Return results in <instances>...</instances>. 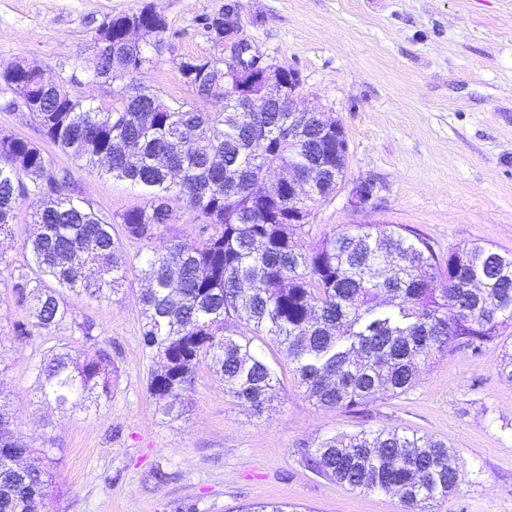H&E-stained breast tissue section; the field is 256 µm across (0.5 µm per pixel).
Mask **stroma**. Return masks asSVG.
<instances>
[{
  "label": "stroma",
  "instance_id": "obj_1",
  "mask_svg": "<svg viewBox=\"0 0 512 512\" xmlns=\"http://www.w3.org/2000/svg\"><path fill=\"white\" fill-rule=\"evenodd\" d=\"M225 0H0V67L24 59L70 94L100 107L94 35L108 15L150 5L166 18L168 47L145 82L165 100L192 93L176 57L211 58L204 21ZM243 34L270 63L299 71V100L339 123L348 142L345 180L312 209L307 242L365 224H388L437 251L481 244L512 253V0H239ZM0 130L40 145L68 168L81 197L119 215L142 193L97 174L42 138L37 121L0 109ZM372 187L364 207L351 191ZM143 283L130 277L109 301L63 292L76 314L112 343L119 371L110 399L78 409L45 404L35 366L49 346L80 347L69 326L20 340L25 313L0 275V387L14 426L52 451L48 512H237L247 502L298 512H400L396 495L360 492L315 474L299 449L341 433L398 428L448 442L465 462L459 488L430 512H512V325L481 352L460 348L422 366L415 387L363 411L320 409L297 387L279 347L262 353L281 385L262 415L225 393L201 364L179 420H161L147 389L151 361L139 334Z\"/></svg>",
  "mask_w": 512,
  "mask_h": 512
}]
</instances>
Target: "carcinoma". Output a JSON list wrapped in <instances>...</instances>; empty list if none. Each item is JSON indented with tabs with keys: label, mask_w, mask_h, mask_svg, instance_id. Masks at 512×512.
<instances>
[{
	"label": "carcinoma",
	"mask_w": 512,
	"mask_h": 512,
	"mask_svg": "<svg viewBox=\"0 0 512 512\" xmlns=\"http://www.w3.org/2000/svg\"><path fill=\"white\" fill-rule=\"evenodd\" d=\"M164 17L139 11L111 17L103 74L121 82L112 106L72 97L67 86H41L21 60L0 87L33 101L43 136L77 161L139 188L142 207L109 217L82 201L69 170L54 167L36 144L0 132V236L31 201L37 232L22 244L23 263L0 255L14 301L26 318L12 335L49 336L67 323L81 347L35 366L45 400L65 406L112 394V344L97 324L62 302L61 291L111 300L129 273L147 283L139 295L140 343L157 364L149 380L156 412L184 411L197 367L209 362L224 391L261 415L280 385L255 340L284 349L292 374L318 408L356 410L382 392L414 387L420 364L457 347L475 352L512 324V253L479 244L444 257L427 239L390 225L358 226L306 244L290 230L296 210L286 188L265 178L271 167L316 171L317 195L336 192L348 143L312 113L288 136V113L254 112L243 129L230 94L218 112L209 95L220 60L182 57L174 65L194 95L170 103L143 80L153 57L131 50L127 21ZM197 212L192 240L152 242L174 222L173 204ZM139 249L126 253L116 226ZM0 388V512H47L50 449L34 451L14 428ZM298 452L308 468L353 489L395 493L400 512H429L455 490L459 451L426 434L396 428L323 438Z\"/></svg>",
	"instance_id": "cac0c4a2"
}]
</instances>
